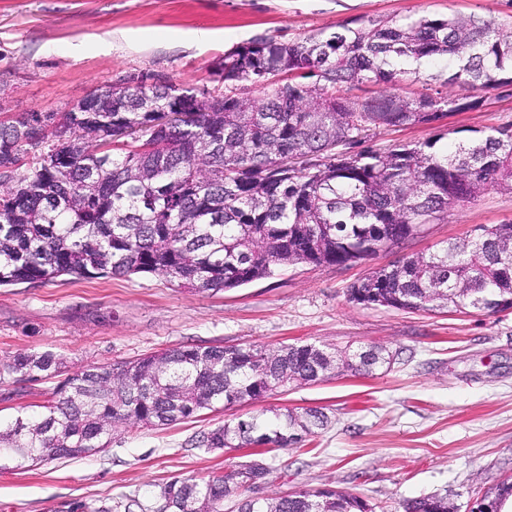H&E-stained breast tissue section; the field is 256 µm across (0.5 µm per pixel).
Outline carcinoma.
<instances>
[{
  "instance_id": "carcinoma-1",
  "label": "carcinoma",
  "mask_w": 512,
  "mask_h": 512,
  "mask_svg": "<svg viewBox=\"0 0 512 512\" xmlns=\"http://www.w3.org/2000/svg\"><path fill=\"white\" fill-rule=\"evenodd\" d=\"M448 58L450 84L512 86V27L484 17L399 23L370 18L328 35L259 37L224 55L222 95L172 83L127 81L96 90L83 112H30L0 122V287L68 276L158 275L188 292L239 288L300 263L347 266L398 245L421 227L496 187L512 193V127L465 139L352 152L370 127L429 123L446 104L479 100L422 94L350 98L362 84L420 78L421 62ZM182 127L154 114L175 106ZM149 147L112 153L114 135ZM364 306L497 313L512 303V224L369 272L349 290ZM296 342L270 349L187 346L130 362L90 365L53 387L37 415L0 424V463L17 469L75 458L121 427H159L217 404L260 401L291 383L368 375L393 356ZM64 358L18 351L0 360V385L58 376ZM328 425L320 410L253 416L202 434L213 450L288 448ZM206 479L165 483L155 512H224V499L267 483L254 461ZM372 512L341 489L244 497L237 512ZM404 512H459L446 496L409 500Z\"/></svg>"
}]
</instances>
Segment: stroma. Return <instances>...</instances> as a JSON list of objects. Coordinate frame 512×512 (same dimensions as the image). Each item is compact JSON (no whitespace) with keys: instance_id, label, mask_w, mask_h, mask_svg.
I'll return each mask as SVG.
<instances>
[{"instance_id":"stroma-1","label":"stroma","mask_w":512,"mask_h":512,"mask_svg":"<svg viewBox=\"0 0 512 512\" xmlns=\"http://www.w3.org/2000/svg\"><path fill=\"white\" fill-rule=\"evenodd\" d=\"M475 14L512 25V0H0V121L63 112L95 88L130 77L224 92L214 70L225 53L264 36L303 39L369 18ZM206 40H198V33ZM448 61L427 62L397 93L467 96L447 84ZM481 103L438 120L380 126L365 144L387 150L512 125V86L477 93ZM512 222V193L496 188L428 224L420 236L363 262L298 264L220 292L191 293L155 275L0 288V358L52 350L66 373L180 346L277 348L311 342L354 351L383 345L390 367L291 385L267 398L203 411L164 429L127 427L107 447L73 460L0 474V512H95L135 499L154 506L172 478L208 477L263 460L272 473L252 497L297 488L344 489L374 512L448 496L463 506L512 476V310L406 312L348 298L370 269ZM319 408L327 429L290 448L211 451L193 441L227 421Z\"/></svg>"}]
</instances>
